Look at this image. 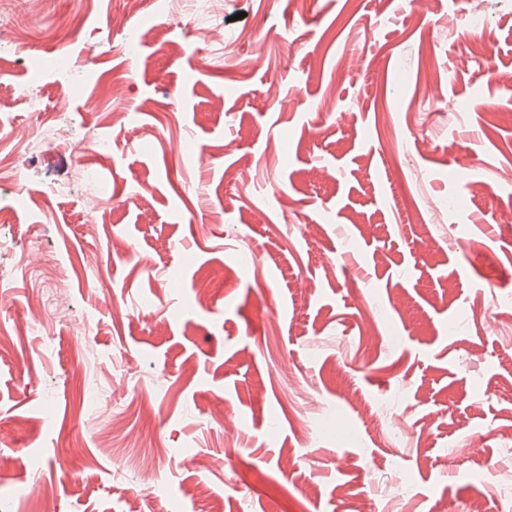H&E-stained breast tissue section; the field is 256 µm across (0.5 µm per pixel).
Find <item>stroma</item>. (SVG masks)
<instances>
[{
    "mask_svg": "<svg viewBox=\"0 0 512 512\" xmlns=\"http://www.w3.org/2000/svg\"><path fill=\"white\" fill-rule=\"evenodd\" d=\"M12 7L0 155L32 204L0 180V512H512L477 474L512 467V0H224L220 42L141 0L133 55L93 35L121 0ZM36 55L80 89L49 69L30 106ZM63 120L110 145L89 181L60 146L16 145ZM33 224L52 264L22 257ZM62 271L70 318L14 331Z\"/></svg>",
    "mask_w": 512,
    "mask_h": 512,
    "instance_id": "1",
    "label": "stroma"
}]
</instances>
